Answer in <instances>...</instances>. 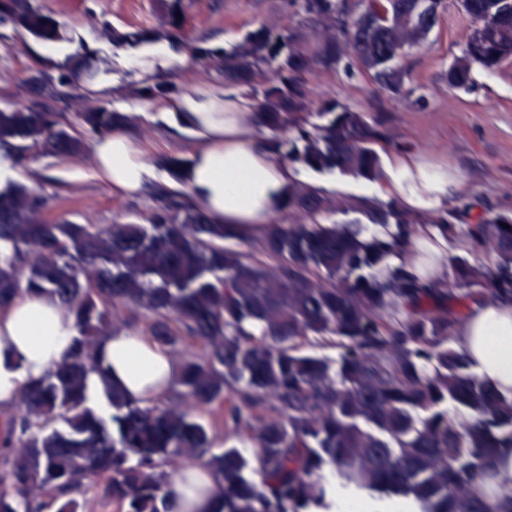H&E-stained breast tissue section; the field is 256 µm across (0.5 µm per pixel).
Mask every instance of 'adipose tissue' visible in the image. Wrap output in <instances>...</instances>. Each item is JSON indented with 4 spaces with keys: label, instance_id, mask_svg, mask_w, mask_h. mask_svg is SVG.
Returning a JSON list of instances; mask_svg holds the SVG:
<instances>
[{
    "label": "adipose tissue",
    "instance_id": "adipose-tissue-1",
    "mask_svg": "<svg viewBox=\"0 0 512 512\" xmlns=\"http://www.w3.org/2000/svg\"><path fill=\"white\" fill-rule=\"evenodd\" d=\"M188 63L186 54L171 51L161 41L133 65L143 79L176 74ZM174 110L191 127L195 143L188 164L168 183V191L187 194L190 205L209 221L232 225L243 236H260L266 224L287 213L296 174L275 160L256 136L252 98L220 86H195L179 96ZM90 164L120 196L138 193L153 176L147 156L121 128L96 138ZM458 184L447 168L410 151L386 167L382 182L358 186L357 191L393 197L408 209L433 213ZM75 334L73 315L45 294H25L0 312V403L9 404L27 383L43 377ZM504 337L512 339V307L488 304L469 313L458 346L481 380L512 397V346L494 347ZM101 358L104 376L90 381L95 392L106 378L129 398L150 405L164 399L174 378L167 354L144 336H106Z\"/></svg>",
    "mask_w": 512,
    "mask_h": 512
}]
</instances>
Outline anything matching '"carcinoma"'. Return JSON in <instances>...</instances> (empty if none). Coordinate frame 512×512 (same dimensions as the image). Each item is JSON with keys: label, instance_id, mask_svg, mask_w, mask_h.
Wrapping results in <instances>:
<instances>
[{"label": "carcinoma", "instance_id": "cac0c4a2", "mask_svg": "<svg viewBox=\"0 0 512 512\" xmlns=\"http://www.w3.org/2000/svg\"><path fill=\"white\" fill-rule=\"evenodd\" d=\"M160 22L131 33L134 45L164 35L190 64L226 87L254 92L255 129L282 162L369 180L382 174L378 147L388 119L334 98L313 105L306 77L358 68L391 93L406 77L397 64L437 24L443 0H301L296 25L259 24L229 47L181 41L182 0H159ZM477 22L448 85L466 88L472 69L512 61V0H458ZM43 43L63 27L33 0H0V29ZM93 76L76 53L55 76H30V99L0 110V156L18 166L29 150L66 158L85 132L104 134L131 118L106 106L68 119L55 104L78 96ZM173 88L143 81L137 95L166 102ZM318 117L320 123L311 121ZM143 224H51L41 191L0 185V309L32 291L54 297L75 318L70 347L11 402L0 437V512H84L90 491L115 512H176L168 467H208L218 490L212 512H328L332 492L411 500L417 512H512L486 484L512 457V398L482 381L456 346L459 326L488 302L512 304V213L468 221V210L425 217L394 198L362 199L367 224H326L334 201L298 183L290 224L259 239L211 224L160 184ZM419 224L459 239L464 257L443 259L442 282L401 261ZM509 228H504V225ZM258 245L247 255L224 245ZM147 318L149 338L175 359L178 404L142 405L106 387L109 411L86 404L97 350L112 331ZM311 336L336 337V356L303 350ZM222 408L224 439L248 437L254 466L216 438L190 408Z\"/></svg>", "mask_w": 512, "mask_h": 512}]
</instances>
